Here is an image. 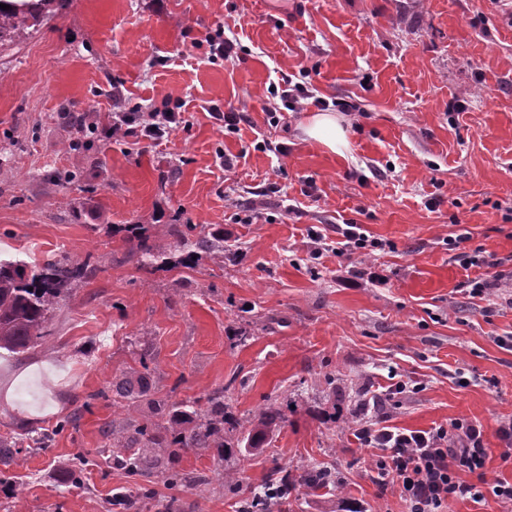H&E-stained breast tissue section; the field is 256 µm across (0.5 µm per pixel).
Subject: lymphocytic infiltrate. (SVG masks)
<instances>
[{
  "mask_svg": "<svg viewBox=\"0 0 512 512\" xmlns=\"http://www.w3.org/2000/svg\"><path fill=\"white\" fill-rule=\"evenodd\" d=\"M177 112L116 111L113 126L125 135L153 142L170 136L181 124ZM363 447L380 449L372 482L379 490L396 486L409 512H439L443 502L455 497L478 503L493 494L512 512V483L489 476L487 450L481 426L463 420L451 427L404 432L379 422H364L355 430ZM457 437L459 447H451L450 437Z\"/></svg>",
  "mask_w": 512,
  "mask_h": 512,
  "instance_id": "1",
  "label": "lymphocytic infiltrate"
}]
</instances>
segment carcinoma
I'll use <instances>...</instances> for the list:
<instances>
[{"label":"carcinoma","mask_w":512,"mask_h":512,"mask_svg":"<svg viewBox=\"0 0 512 512\" xmlns=\"http://www.w3.org/2000/svg\"><path fill=\"white\" fill-rule=\"evenodd\" d=\"M56 0H0L9 9L0 8V41L18 37L28 21H38L45 9ZM195 227L186 230L172 227L166 234L177 236L176 247L186 252L181 259L185 265L196 264L201 254L224 257V238L193 237ZM130 233L139 240V250L149 261L164 259L166 252L150 241L146 231L138 224ZM86 266L75 265L65 255L42 263L13 261L0 258V350L22 355L45 345L51 336L53 311L62 300L63 290L84 276ZM112 391L119 399L136 401L149 393L148 385L134 384L130 380L118 382ZM160 413L166 418V429L171 440L156 439L161 425L158 423H128L125 435L112 440V466L131 477L160 476L171 489L208 487L213 478L204 473L186 472L179 462L188 449L214 450L223 457H232L242 448L257 449L264 446L267 437L283 420L282 411L270 405L257 412L248 421L233 416L224 400V389L210 394L204 404L186 409V404L158 400ZM321 473L308 472L294 476L288 472L268 480L260 492L242 501L240 512H273L280 499L298 487L316 489L324 485ZM153 497V491L137 486L113 499V506L135 512L139 503Z\"/></svg>","instance_id":"carcinoma-1"}]
</instances>
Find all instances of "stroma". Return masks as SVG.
Instances as JSON below:
<instances>
[{"label":"stroma","mask_w":512,"mask_h":512,"mask_svg":"<svg viewBox=\"0 0 512 512\" xmlns=\"http://www.w3.org/2000/svg\"><path fill=\"white\" fill-rule=\"evenodd\" d=\"M219 32L235 44L226 60L206 42ZM285 76L311 92L293 110L272 93ZM117 82L124 111L165 106L183 123L158 145L113 137ZM214 108L250 121L228 132ZM323 108L344 128L336 153L302 130ZM344 222L388 249L316 252L308 228L333 241ZM131 224H193L233 253L186 268L161 236L170 264L143 267ZM463 232L499 269L460 266L445 240ZM60 252L91 272L46 346L0 356V438L52 432L42 448L20 441L9 512H107L131 487L109 432L158 416L112 384L141 374L177 402L223 389L242 419L282 408L267 447L241 461L190 450L180 466L237 468L245 492L281 468L333 473L334 492L299 489L284 512H408L370 480L378 453L351 428L363 417L479 425L489 474L512 482L498 434L512 351L496 342L512 334V0H58L0 41V257ZM481 274L497 280L490 296L469 295ZM155 487L182 512H237L230 493Z\"/></svg>","instance_id":"1"}]
</instances>
